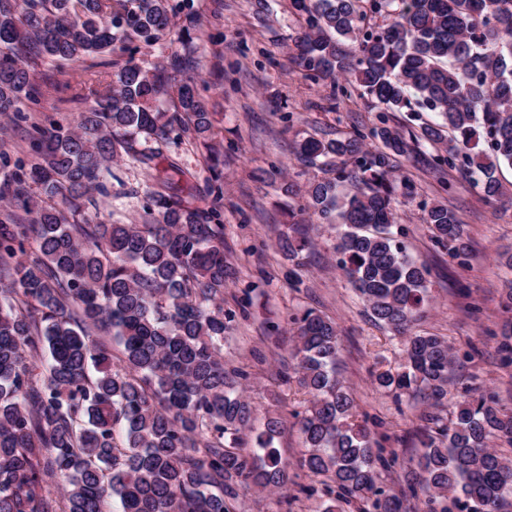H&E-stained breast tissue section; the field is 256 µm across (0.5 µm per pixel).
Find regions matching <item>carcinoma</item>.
Instances as JSON below:
<instances>
[{
	"label": "carcinoma",
	"mask_w": 512,
	"mask_h": 512,
	"mask_svg": "<svg viewBox=\"0 0 512 512\" xmlns=\"http://www.w3.org/2000/svg\"><path fill=\"white\" fill-rule=\"evenodd\" d=\"M291 5L302 20L304 77H348L377 108L367 133L300 144L307 165L335 171L308 184L304 209L336 224L340 269L371 316L405 336L404 363L376 372L377 386L424 392L442 406L449 346L409 333L428 301V269L392 231L396 204L414 194L393 170L416 154L434 171L479 176L489 202L507 196L496 172L512 167V0ZM179 15L178 39L188 44L192 0H0V113L28 120L21 105L37 103L38 60L125 56L109 62L113 80L88 88L92 104L76 126L31 124V159L5 186L21 217L0 224V512H58L56 493L66 512H105L112 498L122 512H235L240 487L287 483L273 448L278 421L255 437L262 454L239 448L252 406L240 392L246 373L224 366L219 300L234 268L224 254V161L210 140L212 114L192 79L174 77L188 58L174 51L167 67L135 58L165 40ZM403 110L442 122L406 132L389 124L388 113ZM184 137L210 162L207 207L197 174L158 163ZM369 137L381 147L366 148ZM422 142L436 154L419 150ZM123 156L155 171L143 223L78 219L93 194H109L107 175ZM344 181L350 190H339ZM424 221L438 246L465 260L463 223L448 204L426 207ZM290 230L280 246L297 260L304 232ZM293 323L296 373L311 395L299 422L302 467L363 512H406L403 497L379 486L395 459L352 422L354 402L336 374V325L312 310ZM102 336L121 347L120 364ZM451 407V424L429 418L409 476L468 512H499L512 496V463L487 440L512 446V415L483 394Z\"/></svg>",
	"instance_id": "cac0c4a2"
}]
</instances>
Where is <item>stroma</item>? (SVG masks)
Here are the masks:
<instances>
[{"mask_svg": "<svg viewBox=\"0 0 512 512\" xmlns=\"http://www.w3.org/2000/svg\"><path fill=\"white\" fill-rule=\"evenodd\" d=\"M199 19L191 47L194 74L213 114V139L224 154V240L235 277L224 290L230 321L224 360L247 374L245 395L255 409L253 427L279 422L273 446L287 465L288 485L273 491L242 490L236 512H323L320 478L300 467L306 452L299 417L309 396L287 377L297 343L295 316L312 310L335 322L339 332L338 376L354 399L359 423L366 425L395 465L381 474L390 494L406 487L409 461L422 451L418 431L437 409L423 397H397L376 387L373 374L398 369L403 339L375 323L336 264V227L299 212L303 192L318 169L305 166L296 150L307 136L322 140L368 130L376 110L358 94L342 95L303 78L295 39L300 24L290 0H194ZM91 74L77 65L39 64L40 89L30 121L75 124L87 109L76 88ZM30 122L0 114V186L15 164L27 161ZM401 173L414 184V197L399 205L402 239L410 255L429 270L430 301L415 331L447 340L452 365L448 394L467 390L494 395L512 414V364L499 349L501 328L511 318L500 301L512 275L503 266L512 254V208L487 204L473 177L447 171L436 177L414 159ZM110 193L96 196L90 221L136 224L152 185L149 169L126 158L112 166ZM446 202L463 221L469 245L466 265L437 247L424 223V207ZM297 209L311 241L301 263L288 260L279 240L288 230L289 209Z\"/></svg>", "mask_w": 512, "mask_h": 512, "instance_id": "stroma-1", "label": "stroma"}]
</instances>
